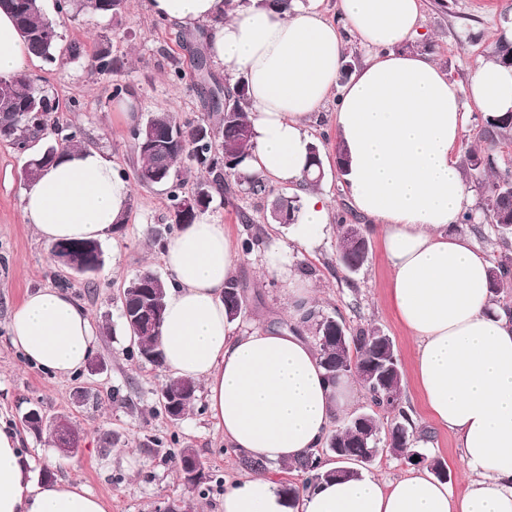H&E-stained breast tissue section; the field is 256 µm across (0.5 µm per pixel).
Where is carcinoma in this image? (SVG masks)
Masks as SVG:
<instances>
[{
    "mask_svg": "<svg viewBox=\"0 0 512 512\" xmlns=\"http://www.w3.org/2000/svg\"><path fill=\"white\" fill-rule=\"evenodd\" d=\"M126 6V0H57L60 14H69L71 10L86 12L91 15H116ZM0 9L11 14L22 32L32 54L53 63L58 59V39L43 40L40 33L55 24L43 13L39 0H0ZM492 60L512 66V43L499 40L491 51ZM117 61L106 51H100L92 57V67L101 74H110L116 69ZM246 101L245 87L238 83L233 91H224L218 83L208 87L209 110L219 116L218 124L213 125L204 120H185L165 112L153 113L146 122L137 124L129 132L137 153V180L145 185L168 186L171 202V222L164 225L162 231L151 232L153 241L191 224L197 215L205 212L213 200V191H222L226 201L234 199L230 183L226 177L235 173L236 167L254 148L253 131L244 109ZM56 104L52 99L37 89L31 79L24 73L0 77V140L6 141L20 150L25 145L45 134L55 126L54 113ZM152 129L157 138V145L146 144V131ZM512 135V112L499 117L485 118L481 139L485 147H471L466 160L471 178L487 186L485 211L490 213L499 239L505 251L494 259L491 268L492 293L497 295L503 288H512V251L508 250L509 238L512 237V168L502 162L495 146L501 139ZM84 144L83 132L73 128L61 140L48 145L29 156L22 176L27 182L34 179L44 168L53 163L66 151ZM189 160L207 173V177L198 183L202 192L199 201L192 210L185 211L182 201L187 193L183 192L185 178L179 164ZM351 225L343 217L338 224L339 261L347 268L361 266L367 250L358 248L350 235ZM95 240H70L51 246L65 248L76 255H85L91 247H98ZM156 289L160 299H165L166 280L153 270L146 268L132 278L124 288L122 316L129 337L134 340V349L130 357L145 361L161 369L164 366L158 339L162 321H157L148 329L135 331L137 321L143 316L145 292ZM244 294L236 279H231L224 288V307L228 318L237 319L242 311ZM302 323L314 329L313 341L319 352L321 364L328 380L333 381L341 375L348 364H355L359 369L377 365L384 360L390 365H398L397 354H388L382 344L383 332L375 329L360 328L351 331L344 328V337L336 341L333 317L326 316L314 309L308 310L302 317ZM403 376L396 372L382 382L364 386L370 401L382 409L385 417L371 413L363 428L356 429L352 421L334 430L324 443L322 450H314L294 463L285 466L289 471L300 473V483H284L282 491L291 503H296L301 494L316 488L323 480L336 478L328 468V463L321 462V457L344 448L352 452L372 454L388 448L390 454L403 456L405 448L410 445L412 420L401 405V387ZM198 391L197 382L191 379H168L160 389V394L180 396L177 407L161 405L168 418L181 420L193 407Z\"/></svg>",
    "mask_w": 512,
    "mask_h": 512,
    "instance_id": "cac0c4a2",
    "label": "carcinoma"
}]
</instances>
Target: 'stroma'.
<instances>
[{"instance_id":"1","label":"stroma","mask_w":512,"mask_h":512,"mask_svg":"<svg viewBox=\"0 0 512 512\" xmlns=\"http://www.w3.org/2000/svg\"><path fill=\"white\" fill-rule=\"evenodd\" d=\"M42 5L57 26L61 58L53 63L31 59L26 71L34 85L56 102L60 133L82 128L87 144L100 149L132 178L137 155L129 126L118 114L119 102L112 97L114 85L128 86L136 122L163 111L183 120L207 117L197 76L188 72L175 81L169 75L173 61L190 63L184 40L196 38L199 48H206V26L192 30L158 20L149 14L144 0H127L122 13L114 16L60 15L55 0H42ZM509 20L512 0H422V35L417 43L439 61L450 79L464 85L478 63L487 59ZM73 44L83 51L74 61L68 52ZM103 48L120 62L118 69L104 75L88 63L89 56ZM335 107V101H328L309 124L308 133L321 147L319 189L336 215L350 210L351 201L343 177L336 173ZM26 160V155L0 141V423L17 430L34 481L48 475L55 481L83 484L108 503L109 512H159L171 500L188 501L193 512H224L225 485L249 474L241 453L225 443L204 398H197L182 420L170 421L159 406L167 371L127 354L131 341L123 325L121 296L126 283L143 267L161 275L166 272L165 246L151 241L148 231L168 221L167 186L134 183L125 225L101 241L102 267L92 280L74 279L69 293L90 312L98 368L58 377L27 365L9 340L13 308L27 294L54 287L55 275L63 271L49 246L23 221ZM268 188L259 197L240 191L230 204L221 193H214L209 213L237 244L248 227L263 229L267 242L278 243L287 253L289 270L305 276L315 288V309L341 317L352 329L376 328L393 339L404 375L402 403L413 421V432L427 434V456L445 461L450 488L462 493L466 479L456 439L428 421L414 385L415 342L389 304L391 273L378 233L368 218H360L368 254L358 269H349L338 260L335 224L325 225L314 246L307 247L300 240L298 224L272 220L274 198L300 196L301 187L272 182ZM235 278L245 297V311L235 322L238 331L289 327L287 285L267 273L263 252L243 255ZM81 389L90 393V402L78 399ZM116 392L121 395L117 402L112 399ZM33 408L50 420L67 416L80 430L76 465L45 468L46 456L55 450L50 433L38 437L20 423ZM185 445L196 449L207 475L206 482L194 489L187 488L178 473L175 452Z\"/></svg>"}]
</instances>
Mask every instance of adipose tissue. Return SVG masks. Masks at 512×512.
<instances>
[{"label":"adipose tissue","instance_id":"ef3b65f1","mask_svg":"<svg viewBox=\"0 0 512 512\" xmlns=\"http://www.w3.org/2000/svg\"><path fill=\"white\" fill-rule=\"evenodd\" d=\"M145 0L154 16L208 25L209 52L244 80L255 148L236 169L244 178L302 182L308 124L336 101V138L346 152L352 204L373 220L391 270L388 300L416 342L415 385L429 420L452 432L467 486L454 495L429 467L392 480L362 475L321 483L289 504L274 477L228 485L224 512H512V315L491 305L488 259L469 236L450 233L468 203L457 162L468 105L512 112V67L478 64L467 86L404 42L420 34L421 0H340L348 30L365 52L343 74L345 42L322 0ZM29 51L0 11V76L22 72ZM132 188L95 147L65 153L24 190L21 211L48 244L102 239L125 214ZM238 247L209 214L173 236L159 343L172 377L203 383L225 442L283 466L322 447L349 412L356 384L328 382L307 335L268 328L236 333L224 310ZM270 273L288 282V313L300 320L313 291L288 269L278 246ZM11 343L27 363L60 376L79 372L95 349L88 311L56 288L31 293L9 319ZM0 512H107L77 483L34 482L20 442L0 427Z\"/></svg>","mask_w":512,"mask_h":512}]
</instances>
